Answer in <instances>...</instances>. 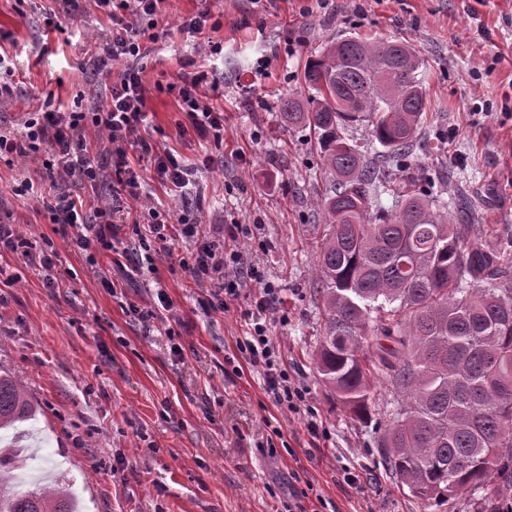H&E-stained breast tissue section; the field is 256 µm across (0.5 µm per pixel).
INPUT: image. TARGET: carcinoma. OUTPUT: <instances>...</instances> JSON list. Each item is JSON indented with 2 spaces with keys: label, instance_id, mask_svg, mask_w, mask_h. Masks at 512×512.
Masks as SVG:
<instances>
[{
  "label": "carcinoma",
  "instance_id": "carcinoma-1",
  "mask_svg": "<svg viewBox=\"0 0 512 512\" xmlns=\"http://www.w3.org/2000/svg\"><path fill=\"white\" fill-rule=\"evenodd\" d=\"M419 68L404 43L332 40L303 71L315 95L283 102V122L317 135L331 175L316 362L357 417L370 414L375 381L391 386L381 455L413 497L441 507L466 494L477 512H497L512 494V254L482 243L483 225L455 223L460 202L442 201L415 167ZM384 71L393 85L379 81ZM362 123L363 151L349 138ZM384 193L394 208L381 205ZM33 416L24 382L1 373L0 430ZM16 458L0 448V512H78L59 482L16 492Z\"/></svg>",
  "mask_w": 512,
  "mask_h": 512
}]
</instances>
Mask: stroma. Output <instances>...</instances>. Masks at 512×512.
<instances>
[{"label": "stroma", "instance_id": "1", "mask_svg": "<svg viewBox=\"0 0 512 512\" xmlns=\"http://www.w3.org/2000/svg\"><path fill=\"white\" fill-rule=\"evenodd\" d=\"M41 3L0 0V49L21 79L14 99L0 104L4 129L19 126L35 96L53 93L55 104L78 111L107 94L90 46L111 29L110 17L83 7L60 14V30L50 33ZM201 7L166 0L160 37L138 61L150 88L144 110L185 164L213 159L174 202L177 212L243 225L264 242L254 258L283 298L270 335L290 376L310 389L321 428L309 434L306 415L276 407L237 349L261 285H244L227 311H206L211 291L179 266L185 243L177 239L156 258L155 273L114 297L89 267L94 260L110 268L111 253L70 248L36 200L13 191L35 171L0 161V222L37 244L52 239L59 253L55 288L41 268L0 256V371L25 382L36 409L18 430L0 432L28 458L18 491L62 481L79 512H472L464 495L425 506L383 466L377 424L392 397L385 381L374 384L367 420L337 404L321 381L315 267L330 175L310 131L282 127L280 101L309 99L304 65L331 39L407 42L422 60L428 102L415 159L440 180L443 199L467 197L469 223L493 228L487 241L496 244L498 231L512 230V0H211L219 49L202 64L217 84L209 103L224 113L220 146L179 135L183 116L171 90L196 55L181 22ZM442 131L449 139L440 150ZM452 164L465 168V179L445 177ZM160 288L173 303L179 357L124 311ZM231 363L240 373L230 380ZM348 471L356 485L345 483Z\"/></svg>", "mask_w": 512, "mask_h": 512}]
</instances>
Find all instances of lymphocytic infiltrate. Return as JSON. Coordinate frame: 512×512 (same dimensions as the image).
Masks as SVG:
<instances>
[{
    "mask_svg": "<svg viewBox=\"0 0 512 512\" xmlns=\"http://www.w3.org/2000/svg\"><path fill=\"white\" fill-rule=\"evenodd\" d=\"M163 0H93L97 8L108 10L112 19L109 34L98 42L99 63L115 69L109 94L88 109L61 112L45 109L27 113L20 129L0 131V161L34 166L42 182L54 193L41 206L61 236L78 250L105 249L119 252L135 270L154 271L156 253L165 252L173 237L185 239L187 248L179 259L185 273L200 286L213 288L210 305L227 308L237 300L244 280L261 283L263 294L244 313L247 330L238 338L239 352L248 363L261 370L263 389L275 404L288 412L309 414L308 429L317 432L310 392L292 378L269 334L271 310L278 290L266 282L257 261L251 260L252 246L244 241L239 224H225L209 233L193 219L171 216L141 187L139 162H146L160 186L185 193L191 169L183 166L171 148L161 140L140 137L138 129L147 120L143 107L148 88L143 71L133 60L141 54L142 41H157L156 30ZM208 74L196 70L184 74L177 86L178 103L187 123L201 137L224 141V114L203 102ZM104 139L103 151L92 148L91 137ZM103 184L112 199L86 207L83 189ZM23 256L28 263L54 268L55 247L38 249L10 225H0V254ZM171 302L164 290H157L152 303L129 304L128 313L146 328L170 338V351L181 355L175 331L167 313Z\"/></svg>",
    "mask_w": 512,
    "mask_h": 512,
    "instance_id": "obj_1",
    "label": "lymphocytic infiltrate"
}]
</instances>
